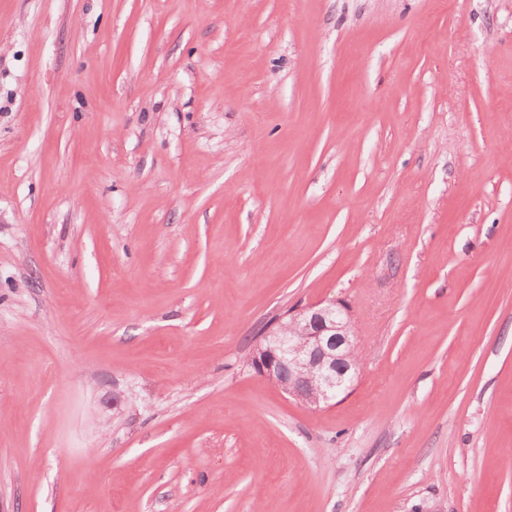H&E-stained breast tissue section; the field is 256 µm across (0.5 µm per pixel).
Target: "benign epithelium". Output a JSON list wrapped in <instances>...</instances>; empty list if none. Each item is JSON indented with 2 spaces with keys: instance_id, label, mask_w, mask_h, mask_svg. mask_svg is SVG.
<instances>
[{
  "instance_id": "1",
  "label": "benign epithelium",
  "mask_w": 512,
  "mask_h": 512,
  "mask_svg": "<svg viewBox=\"0 0 512 512\" xmlns=\"http://www.w3.org/2000/svg\"><path fill=\"white\" fill-rule=\"evenodd\" d=\"M350 309L339 302L286 312L256 344L252 365L310 407L325 405L350 386L360 362Z\"/></svg>"
}]
</instances>
